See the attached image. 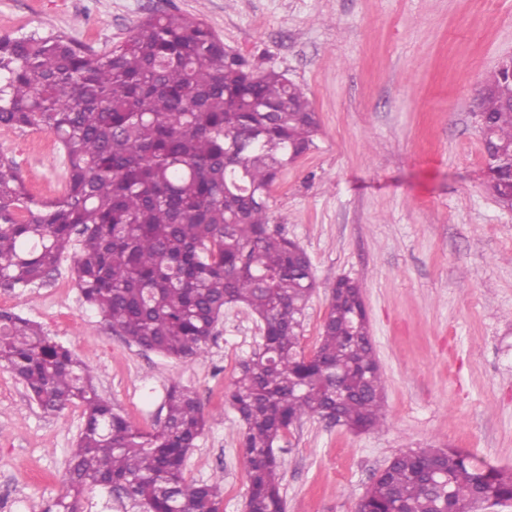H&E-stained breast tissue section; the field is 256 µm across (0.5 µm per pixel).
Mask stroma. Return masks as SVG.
Returning <instances> with one entry per match:
<instances>
[{
	"instance_id": "1",
	"label": "stroma",
	"mask_w": 512,
	"mask_h": 512,
	"mask_svg": "<svg viewBox=\"0 0 512 512\" xmlns=\"http://www.w3.org/2000/svg\"><path fill=\"white\" fill-rule=\"evenodd\" d=\"M160 11L204 22L310 99L314 144L281 171L269 211L317 282L301 346L314 351L330 288L350 278L385 378L383 430L314 417L285 434L286 512H358L409 450L457 448L512 472V209L488 189L477 118L488 76L512 56V0H0V36L64 34L104 54ZM1 157L35 199L60 196L63 152L50 133L7 130ZM71 266L67 257L44 284L0 289V308L88 361L97 391L143 429L162 424L171 384L191 387L207 425L185 477L221 481L224 512H246L242 425L224 392L259 350V323L226 308L206 358H171L104 327ZM83 427L81 406L45 414L0 367V512H44Z\"/></svg>"
}]
</instances>
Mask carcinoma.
Segmentation results:
<instances>
[{
	"instance_id": "1",
	"label": "carcinoma",
	"mask_w": 512,
	"mask_h": 512,
	"mask_svg": "<svg viewBox=\"0 0 512 512\" xmlns=\"http://www.w3.org/2000/svg\"><path fill=\"white\" fill-rule=\"evenodd\" d=\"M494 71L480 131L512 145V105ZM0 128L53 134L66 158L64 190L34 199L13 161L0 158V288L46 280L65 254L83 301L112 332L185 361L207 357L226 305L263 325L262 348L239 363L225 402L243 423L248 512H283L275 445L305 417L356 431L386 425L385 381L361 286L331 287L320 344L301 347L316 288L307 253L269 228L280 171L313 144L305 92L239 54L203 22L159 13L125 43L95 54L64 35L0 37ZM0 365L47 414L83 407L65 492L46 512H80L105 487L136 512H221L217 482L189 483L188 451L206 426L195 391L173 384L166 416L147 431L114 411L91 367L41 325L0 309ZM512 499V473L454 448L395 456L366 489L362 512H444L478 494Z\"/></svg>"
}]
</instances>
